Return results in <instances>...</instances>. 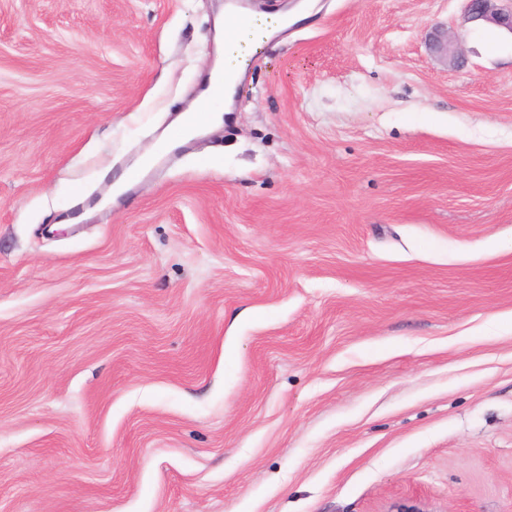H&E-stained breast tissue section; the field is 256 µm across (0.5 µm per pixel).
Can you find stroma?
<instances>
[{
    "label": "stroma",
    "instance_id": "35a3bbf8",
    "mask_svg": "<svg viewBox=\"0 0 512 512\" xmlns=\"http://www.w3.org/2000/svg\"><path fill=\"white\" fill-rule=\"evenodd\" d=\"M314 2L112 199L224 0H0V512H512V33Z\"/></svg>",
    "mask_w": 512,
    "mask_h": 512
}]
</instances>
